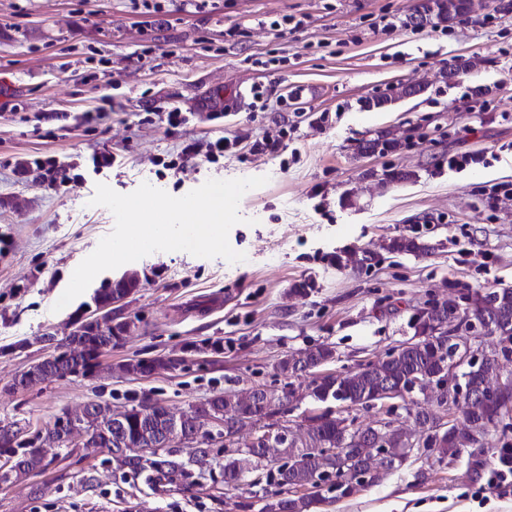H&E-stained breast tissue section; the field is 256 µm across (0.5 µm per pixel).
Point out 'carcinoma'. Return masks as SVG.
Listing matches in <instances>:
<instances>
[{
  "mask_svg": "<svg viewBox=\"0 0 512 512\" xmlns=\"http://www.w3.org/2000/svg\"><path fill=\"white\" fill-rule=\"evenodd\" d=\"M443 5L439 0H422L416 7V25L422 26L431 18H442ZM138 279L122 278L99 289L93 300L96 305H110L132 293ZM439 320L456 323V328L471 330L491 324L499 338L512 339V288H500L475 293L463 308L444 303L436 312ZM125 323L117 322L108 333L100 336H74L57 346V353L45 359L35 370L24 371L14 382L29 387L39 382L67 375H78L89 366L80 361L70 346L87 345L98 348L120 342ZM450 336L415 332L407 341L408 347L388 353L377 362H368L355 371L339 372L321 384L311 383L309 396L324 408L317 417H303L296 429L288 430V437L253 438L244 447L224 450V486L237 489L250 469L269 468L275 471L278 490L262 496L261 512H318L321 504L346 497L352 487L375 486L383 475L401 467L410 458L439 461L456 460L464 451L477 447L478 440L497 427L512 413V391L501 397V408H490L483 400L500 376L499 358L512 355V348L483 355V359L470 367L466 376L471 390L482 399L470 404L458 398L448 399L435 393L428 404L446 410L453 404L464 425L441 436L432 435L434 411L415 406V423L428 433L425 447L412 445L415 432L391 425L366 426L356 424V417L342 416L333 409L336 399L351 401L352 409L366 408L368 400L387 384L403 385L406 390L421 393L422 387H413L414 380L438 373L444 361L443 350H451ZM336 358V349L328 343L285 355L276 369L288 376L297 374V366L314 367L318 363ZM175 362L165 355L150 360L128 359L117 365L122 374L147 373L164 370ZM278 402L259 399L250 404L232 396V392H216L204 401L178 413L183 439L171 444H160V438L169 432L172 424L169 412L152 404L132 405L118 413L106 401L92 402L82 414L57 418L46 434L32 438H18L0 426V455L14 457V464L0 470V483H14L38 474L63 451L73 430L87 436L85 447L100 449L112 458L115 468L123 475H137L146 469L166 484L184 489L196 485L192 465L206 462L212 448L206 433V415L219 410L230 418L243 415L258 424L263 420L288 412L282 404L290 402L294 392L282 388Z\"/></svg>",
  "mask_w": 512,
  "mask_h": 512,
  "instance_id": "carcinoma-1",
  "label": "carcinoma"
}]
</instances>
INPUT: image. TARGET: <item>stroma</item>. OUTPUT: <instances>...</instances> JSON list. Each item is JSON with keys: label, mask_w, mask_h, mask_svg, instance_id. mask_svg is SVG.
<instances>
[{"label": "stroma", "mask_w": 512, "mask_h": 512, "mask_svg": "<svg viewBox=\"0 0 512 512\" xmlns=\"http://www.w3.org/2000/svg\"><path fill=\"white\" fill-rule=\"evenodd\" d=\"M419 0H0V421L28 435L91 401L113 409L157 402L179 411L218 391L291 386L287 414L310 408V376L276 369L285 354L336 348V370L383 357L414 334L418 309L512 288V0H474L462 21L422 27ZM301 20L292 34L271 20ZM468 70L453 72L460 60ZM262 86L264 97L230 103ZM416 95H404L406 87ZM486 88L476 96L477 88ZM388 97L384 107L373 99ZM158 106L187 114L175 132ZM327 121H320V114ZM396 151L368 154L376 135ZM247 144L284 138L276 156L241 150L174 172L188 138ZM485 161L452 170L472 151ZM120 153L94 169L92 154ZM66 167L47 186L33 158ZM267 177L242 197L229 243L244 261L155 252L100 273L62 310L70 271L115 219L92 205L97 184L129 194L142 183L180 197L208 179ZM396 238L424 244L392 252ZM135 275L120 315L134 325L95 377L66 376L10 391L52 352L105 282ZM221 341L220 355L200 352ZM184 354L181 369L148 379L115 371L130 358ZM512 446L496 428L454 461L409 460L327 512H512V494L481 492L472 460L491 466ZM104 453L72 447L43 472L0 484V512H259L248 490L224 486L222 456L185 492L151 474L124 478ZM93 487H83L86 474ZM251 510H244V503Z\"/></svg>", "instance_id": "obj_1"}]
</instances>
